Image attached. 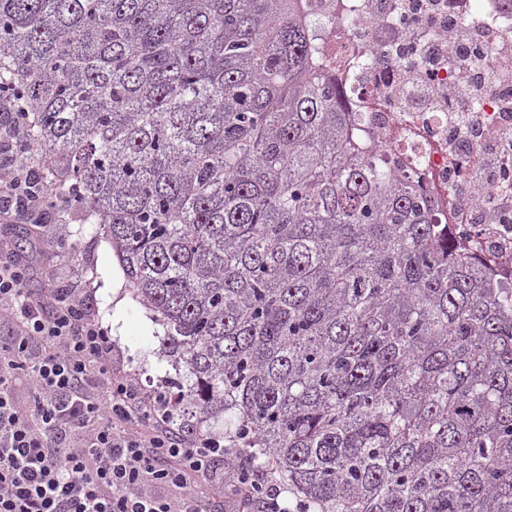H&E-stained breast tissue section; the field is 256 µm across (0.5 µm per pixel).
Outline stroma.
Instances as JSON below:
<instances>
[{
  "instance_id": "obj_1",
  "label": "stroma",
  "mask_w": 512,
  "mask_h": 512,
  "mask_svg": "<svg viewBox=\"0 0 512 512\" xmlns=\"http://www.w3.org/2000/svg\"><path fill=\"white\" fill-rule=\"evenodd\" d=\"M26 229L29 291L38 292L50 276L64 291H78L112 339L114 367L135 375L144 391L164 390L176 375L164 329L134 299L110 245L83 223L81 209L61 207L57 223L30 221Z\"/></svg>"
}]
</instances>
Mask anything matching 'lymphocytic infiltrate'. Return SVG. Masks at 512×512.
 Returning <instances> with one entry per match:
<instances>
[{
  "label": "lymphocytic infiltrate",
  "mask_w": 512,
  "mask_h": 512,
  "mask_svg": "<svg viewBox=\"0 0 512 512\" xmlns=\"http://www.w3.org/2000/svg\"><path fill=\"white\" fill-rule=\"evenodd\" d=\"M17 98L0 94V200L45 217L52 187L19 157ZM24 262L0 264V512H210L209 468L222 448L178 441L163 394L112 366V340L83 300L32 296ZM25 379L32 403L14 395Z\"/></svg>",
  "instance_id": "lymphocytic-infiltrate-1"
}]
</instances>
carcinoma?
I'll return each mask as SVG.
<instances>
[{
	"instance_id": "obj_1",
	"label": "carcinoma",
	"mask_w": 512,
	"mask_h": 512,
	"mask_svg": "<svg viewBox=\"0 0 512 512\" xmlns=\"http://www.w3.org/2000/svg\"><path fill=\"white\" fill-rule=\"evenodd\" d=\"M298 0H0V86L165 329L178 435L304 512H512V287L352 134Z\"/></svg>"
}]
</instances>
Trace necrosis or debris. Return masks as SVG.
<instances>
[{
  "label": "necrosis or debris",
  "instance_id": "1",
  "mask_svg": "<svg viewBox=\"0 0 512 512\" xmlns=\"http://www.w3.org/2000/svg\"><path fill=\"white\" fill-rule=\"evenodd\" d=\"M371 150L512 283V0H299Z\"/></svg>",
  "mask_w": 512,
  "mask_h": 512
}]
</instances>
